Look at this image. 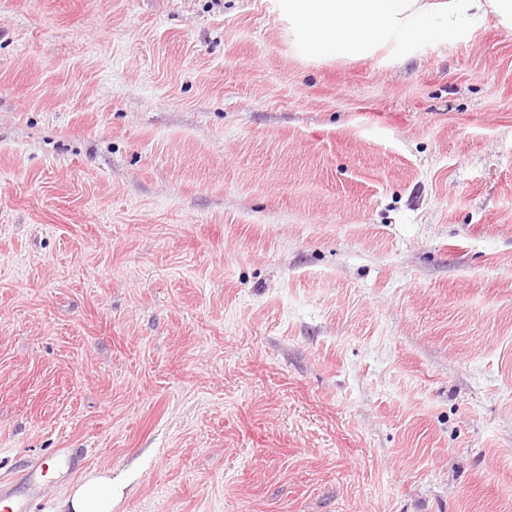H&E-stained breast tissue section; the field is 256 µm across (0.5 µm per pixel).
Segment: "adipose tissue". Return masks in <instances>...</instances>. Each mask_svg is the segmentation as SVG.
I'll use <instances>...</instances> for the list:
<instances>
[{
	"mask_svg": "<svg viewBox=\"0 0 512 512\" xmlns=\"http://www.w3.org/2000/svg\"><path fill=\"white\" fill-rule=\"evenodd\" d=\"M294 52L307 61L363 60L385 46L413 52L488 13L512 24V0H268ZM69 512H112L109 473L89 474L64 501Z\"/></svg>",
	"mask_w": 512,
	"mask_h": 512,
	"instance_id": "ef3b65f1",
	"label": "adipose tissue"
}]
</instances>
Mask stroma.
<instances>
[{
  "mask_svg": "<svg viewBox=\"0 0 512 512\" xmlns=\"http://www.w3.org/2000/svg\"><path fill=\"white\" fill-rule=\"evenodd\" d=\"M59 448L34 512H512V27L0 0V481ZM294 52L307 61L363 60L385 46L407 54L471 17L512 24V0H268ZM64 512H112V477L109 472L91 473L83 483L71 487Z\"/></svg>",
  "mask_w": 512,
  "mask_h": 512,
  "instance_id": "stroma-1",
  "label": "stroma"
}]
</instances>
